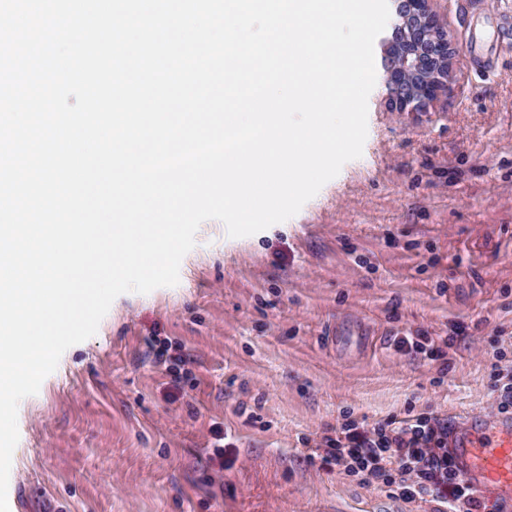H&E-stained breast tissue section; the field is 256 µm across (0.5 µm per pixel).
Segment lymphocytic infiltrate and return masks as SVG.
<instances>
[{"mask_svg":"<svg viewBox=\"0 0 512 512\" xmlns=\"http://www.w3.org/2000/svg\"><path fill=\"white\" fill-rule=\"evenodd\" d=\"M448 422L430 413L391 416L368 427L349 420L321 438V460L362 483L380 482L389 494L431 503L432 512H489L449 456ZM406 474L397 482L394 471Z\"/></svg>","mask_w":512,"mask_h":512,"instance_id":"1","label":"lymphocytic infiltrate"}]
</instances>
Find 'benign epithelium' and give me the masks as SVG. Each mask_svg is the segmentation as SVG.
Returning <instances> with one entry per match:
<instances>
[{"instance_id":"obj_1","label":"benign epithelium","mask_w":512,"mask_h":512,"mask_svg":"<svg viewBox=\"0 0 512 512\" xmlns=\"http://www.w3.org/2000/svg\"><path fill=\"white\" fill-rule=\"evenodd\" d=\"M432 0H403L386 54L389 105L417 112L450 86L454 49Z\"/></svg>"}]
</instances>
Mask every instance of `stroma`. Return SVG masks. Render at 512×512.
<instances>
[{
	"label": "stroma",
	"instance_id": "stroma-1",
	"mask_svg": "<svg viewBox=\"0 0 512 512\" xmlns=\"http://www.w3.org/2000/svg\"><path fill=\"white\" fill-rule=\"evenodd\" d=\"M398 5L374 42L361 157L254 235L203 222L177 285L113 301L19 403L11 512H424L313 450L347 417L497 411L493 353L512 370V0H434L456 53L451 92L422 112L388 107ZM457 323L447 362L393 346ZM343 325L363 333L334 341Z\"/></svg>",
	"mask_w": 512,
	"mask_h": 512
}]
</instances>
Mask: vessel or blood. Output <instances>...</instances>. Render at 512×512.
<instances>
[{
	"label": "vessel or blood",
	"instance_id": "1",
	"mask_svg": "<svg viewBox=\"0 0 512 512\" xmlns=\"http://www.w3.org/2000/svg\"><path fill=\"white\" fill-rule=\"evenodd\" d=\"M450 455L470 488L512 504V417L465 416L449 434Z\"/></svg>",
	"mask_w": 512,
	"mask_h": 512
}]
</instances>
